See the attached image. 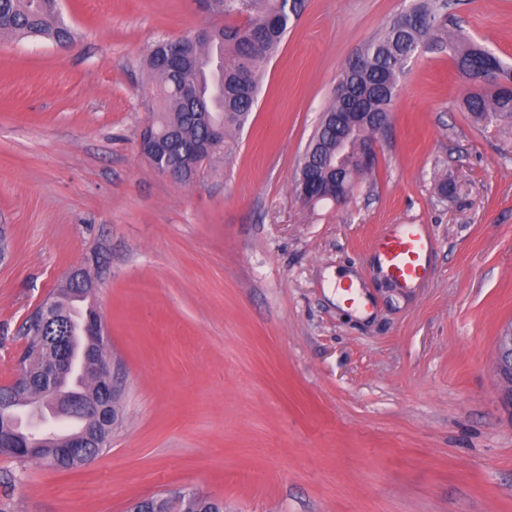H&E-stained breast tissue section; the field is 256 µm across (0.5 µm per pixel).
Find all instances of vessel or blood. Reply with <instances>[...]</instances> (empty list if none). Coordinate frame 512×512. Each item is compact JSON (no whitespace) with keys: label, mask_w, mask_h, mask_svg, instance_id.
<instances>
[{"label":"vessel or blood","mask_w":512,"mask_h":512,"mask_svg":"<svg viewBox=\"0 0 512 512\" xmlns=\"http://www.w3.org/2000/svg\"><path fill=\"white\" fill-rule=\"evenodd\" d=\"M431 240L424 225L410 224L398 233L381 235L376 249L381 264L395 280L408 284L426 274V256Z\"/></svg>","instance_id":"1"}]
</instances>
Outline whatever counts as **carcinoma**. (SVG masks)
<instances>
[{"label":"carcinoma","mask_w":512,"mask_h":512,"mask_svg":"<svg viewBox=\"0 0 512 512\" xmlns=\"http://www.w3.org/2000/svg\"><path fill=\"white\" fill-rule=\"evenodd\" d=\"M443 7L440 0H417L347 64L344 77L349 80L351 94L335 96L324 111L300 159L297 183L312 177L317 190L331 193L337 180L354 184L368 173L365 168L336 170V113L372 112V130L384 129L400 78L426 39L435 49L448 50L456 70L469 78L484 59L492 58L498 83L472 89L464 99L465 110L478 120L512 117V66L470 38L450 33L448 19L441 14ZM305 8L306 0H214L210 5L213 15L245 13L246 23L213 24L187 35L183 38L185 61L178 68L163 65L158 56L160 42L152 45L145 63L155 81L149 96L159 101V107L151 111L148 123L156 140L163 144V151L149 159L155 169L173 166L187 181L195 182L215 160L222 159L226 164L233 160L234 148L228 136L247 123L257 99L262 68L278 53ZM2 34L43 38L58 45L75 37L62 18L59 0H0ZM185 79L197 85L198 97L194 100L185 99L180 92ZM215 123L224 124L226 140L220 144L209 138V128ZM94 287L86 271L79 281L68 278L66 286L52 297L54 319L48 322L31 315L23 323L25 349L20 375L27 385L25 393L13 398L5 391L0 393L1 428L15 421L23 423L22 409L39 405L49 394L43 366L51 352L58 350L57 338L65 335L67 319L77 322L82 314L73 292L82 289L89 294ZM14 458L38 459L59 469L77 467L67 453L46 447L16 448ZM128 512H224V504L184 489L171 492L169 497L136 500Z\"/></svg>","instance_id":"1"}]
</instances>
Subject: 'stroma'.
I'll return each mask as SVG.
<instances>
[{
    "instance_id": "1",
    "label": "stroma",
    "mask_w": 512,
    "mask_h": 512,
    "mask_svg": "<svg viewBox=\"0 0 512 512\" xmlns=\"http://www.w3.org/2000/svg\"><path fill=\"white\" fill-rule=\"evenodd\" d=\"M408 4L308 0L233 162L191 186L137 141L144 57L214 24L200 0H62L68 46L0 36V385L25 318L84 268L119 396L88 464L0 456V512H125L184 488L224 512H512V414L494 371L512 323V118L475 121L470 81L421 47L372 177L340 203L295 191L348 61ZM447 12L512 65V0ZM402 224L434 239L409 287L375 251ZM336 271L358 280L363 308L337 300Z\"/></svg>"
}]
</instances>
